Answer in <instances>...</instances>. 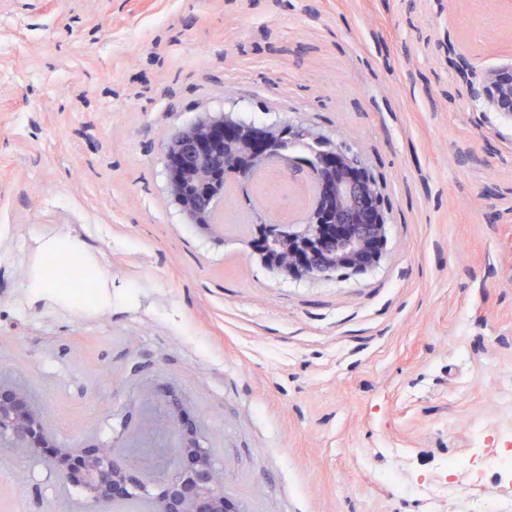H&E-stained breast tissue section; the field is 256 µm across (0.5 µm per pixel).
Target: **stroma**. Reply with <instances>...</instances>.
Masks as SVG:
<instances>
[{
    "label": "stroma",
    "instance_id": "1",
    "mask_svg": "<svg viewBox=\"0 0 512 512\" xmlns=\"http://www.w3.org/2000/svg\"><path fill=\"white\" fill-rule=\"evenodd\" d=\"M511 62L512 0H0V368L69 445L182 398L245 512H424L406 481L476 429L512 445V120L466 93ZM224 109L362 153L379 263L273 271L236 199L223 238L187 223L163 148ZM61 253L95 307L41 285ZM3 459L25 479L0 471V512H86Z\"/></svg>",
    "mask_w": 512,
    "mask_h": 512
}]
</instances>
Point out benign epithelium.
<instances>
[{"label": "benign epithelium", "instance_id": "1", "mask_svg": "<svg viewBox=\"0 0 512 512\" xmlns=\"http://www.w3.org/2000/svg\"><path fill=\"white\" fill-rule=\"evenodd\" d=\"M470 92L512 120L511 63L486 71L481 88ZM291 132L282 125L253 127L229 112L202 113L164 146L167 196L189 223L221 238L219 212L228 189H236L254 229L247 247L287 273L327 278L378 262L388 216L362 156L344 145L325 147L302 173L283 154ZM270 167L309 189L297 224L279 223L272 199L256 190V177ZM163 406V415L128 445L60 444L29 387L0 373V447L43 458L55 475L82 490L89 512H121L139 495L149 512H237L224 494V468L205 446L204 418L187 419L190 409L173 395Z\"/></svg>", "mask_w": 512, "mask_h": 512}]
</instances>
